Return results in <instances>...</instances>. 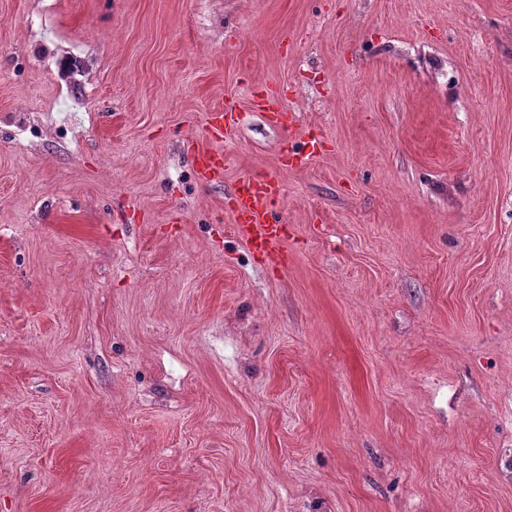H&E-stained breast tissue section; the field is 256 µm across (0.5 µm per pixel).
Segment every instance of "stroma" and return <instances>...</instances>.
<instances>
[{
  "instance_id": "stroma-1",
  "label": "stroma",
  "mask_w": 512,
  "mask_h": 512,
  "mask_svg": "<svg viewBox=\"0 0 512 512\" xmlns=\"http://www.w3.org/2000/svg\"><path fill=\"white\" fill-rule=\"evenodd\" d=\"M0 512H512V0H0ZM205 122L209 139L220 144L235 134L240 125V117L236 112H226L222 109L207 113ZM191 162L199 178L209 181L224 179V154L221 151L196 149L191 155ZM280 196L281 187L275 178L247 176L235 184L229 198L237 231L248 249L276 263L284 259V244L288 242V226L276 217Z\"/></svg>"
}]
</instances>
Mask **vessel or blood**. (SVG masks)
I'll return each instance as SVG.
<instances>
[{
	"label": "vessel or blood",
	"mask_w": 512,
	"mask_h": 512,
	"mask_svg": "<svg viewBox=\"0 0 512 512\" xmlns=\"http://www.w3.org/2000/svg\"><path fill=\"white\" fill-rule=\"evenodd\" d=\"M205 122L212 145L195 150L191 162L199 178L216 181L224 177V155L218 145L235 134L240 117L217 110L207 113ZM280 196L281 187L275 178L248 176L235 184L230 197L237 231L248 249L276 263L284 259V245L288 240V227L276 216Z\"/></svg>",
	"instance_id": "1"
}]
</instances>
